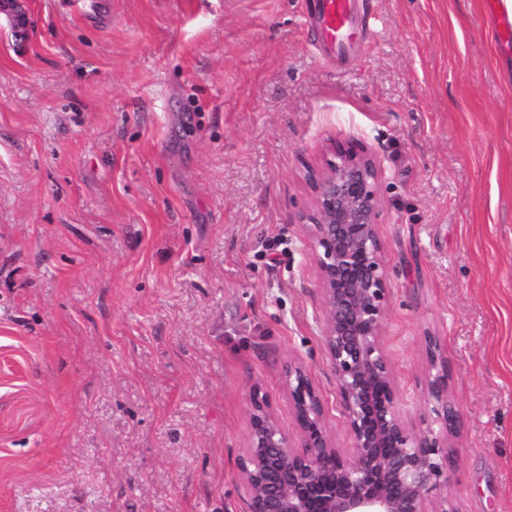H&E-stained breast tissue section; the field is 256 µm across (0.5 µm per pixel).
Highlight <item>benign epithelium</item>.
Returning a JSON list of instances; mask_svg holds the SVG:
<instances>
[{
    "instance_id": "7a95c632",
    "label": "benign epithelium",
    "mask_w": 512,
    "mask_h": 512,
    "mask_svg": "<svg viewBox=\"0 0 512 512\" xmlns=\"http://www.w3.org/2000/svg\"><path fill=\"white\" fill-rule=\"evenodd\" d=\"M336 160L312 180V256L322 294L323 342L351 438L336 446L327 407L309 369H283L296 438L281 428L267 393L249 392L247 448L238 459L246 512H453L448 503V439L458 422L448 366L425 337L424 387L439 429H415L398 410L381 336L388 278L379 235L380 170L367 153L333 147Z\"/></svg>"
}]
</instances>
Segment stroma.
Returning a JSON list of instances; mask_svg holds the SVG:
<instances>
[{
	"label": "stroma",
	"mask_w": 512,
	"mask_h": 512,
	"mask_svg": "<svg viewBox=\"0 0 512 512\" xmlns=\"http://www.w3.org/2000/svg\"><path fill=\"white\" fill-rule=\"evenodd\" d=\"M75 0L0 11V512H244L247 395L322 338L309 177L381 170L382 345L399 409L438 337L454 512H512V52L485 0H368L344 60L310 0Z\"/></svg>",
	"instance_id": "35a3bbf8"
}]
</instances>
